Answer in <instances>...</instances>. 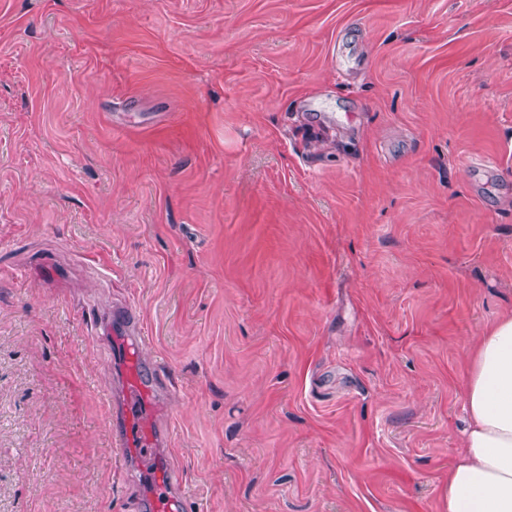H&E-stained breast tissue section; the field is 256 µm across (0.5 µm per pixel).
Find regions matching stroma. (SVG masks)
I'll return each instance as SVG.
<instances>
[{"instance_id":"obj_1","label":"stroma","mask_w":512,"mask_h":512,"mask_svg":"<svg viewBox=\"0 0 512 512\" xmlns=\"http://www.w3.org/2000/svg\"><path fill=\"white\" fill-rule=\"evenodd\" d=\"M120 300L186 512H442L512 312V0H0V512H146ZM112 336L107 351L116 373L117 391L103 397L112 408V445L129 471L152 459L154 467L138 469L137 479L151 512H182L185 493L168 459L160 452L165 437L154 419L153 403L163 387L158 366L143 356L146 336L131 306L112 309Z\"/></svg>"}]
</instances>
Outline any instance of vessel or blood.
Masks as SVG:
<instances>
[{"label": "vessel or blood", "mask_w": 512, "mask_h": 512, "mask_svg": "<svg viewBox=\"0 0 512 512\" xmlns=\"http://www.w3.org/2000/svg\"><path fill=\"white\" fill-rule=\"evenodd\" d=\"M107 351L114 363L116 393H105L112 408V445L129 471L135 472L150 512H182L185 493L168 459L165 437L154 419L153 403L163 387L157 365L143 356L146 338L131 306L112 310Z\"/></svg>", "instance_id": "b4317fda"}]
</instances>
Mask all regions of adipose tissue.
<instances>
[{
	"label": "adipose tissue",
	"instance_id": "adipose-tissue-1",
	"mask_svg": "<svg viewBox=\"0 0 512 512\" xmlns=\"http://www.w3.org/2000/svg\"><path fill=\"white\" fill-rule=\"evenodd\" d=\"M461 398L465 427L444 512H512V314L471 347Z\"/></svg>",
	"mask_w": 512,
	"mask_h": 512
}]
</instances>
